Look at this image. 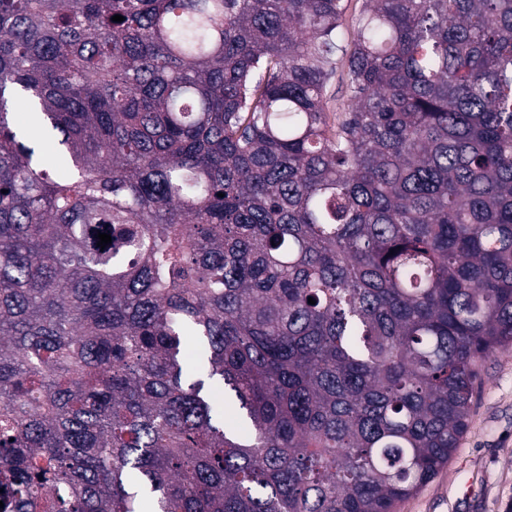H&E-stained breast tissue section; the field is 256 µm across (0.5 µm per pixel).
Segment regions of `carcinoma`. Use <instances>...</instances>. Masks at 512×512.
<instances>
[{"label":"carcinoma","instance_id":"obj_1","mask_svg":"<svg viewBox=\"0 0 512 512\" xmlns=\"http://www.w3.org/2000/svg\"><path fill=\"white\" fill-rule=\"evenodd\" d=\"M345 10L0 0V512H397L448 465L512 348V0Z\"/></svg>","mask_w":512,"mask_h":512}]
</instances>
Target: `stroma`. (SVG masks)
Masks as SVG:
<instances>
[{
	"label": "stroma",
	"mask_w": 512,
	"mask_h": 512,
	"mask_svg": "<svg viewBox=\"0 0 512 512\" xmlns=\"http://www.w3.org/2000/svg\"><path fill=\"white\" fill-rule=\"evenodd\" d=\"M397 512H512V350L486 360L448 465Z\"/></svg>",
	"instance_id": "obj_1"
}]
</instances>
